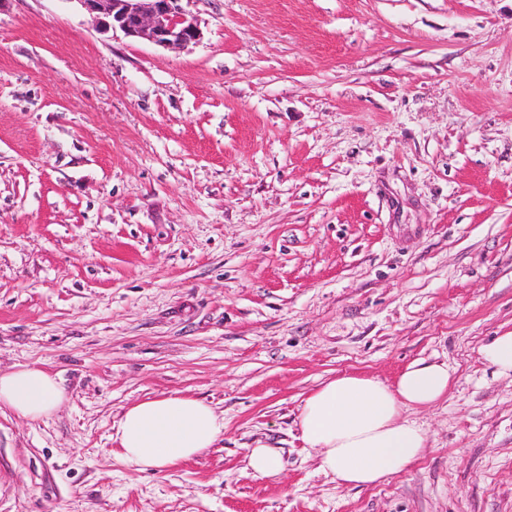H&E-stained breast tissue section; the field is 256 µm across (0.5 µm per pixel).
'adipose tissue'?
<instances>
[{
    "label": "adipose tissue",
    "instance_id": "ef3b65f1",
    "mask_svg": "<svg viewBox=\"0 0 512 512\" xmlns=\"http://www.w3.org/2000/svg\"><path fill=\"white\" fill-rule=\"evenodd\" d=\"M446 364L417 360L394 384L340 374L317 386L298 415L301 439L320 452V470L343 486L367 487L402 472L427 446L426 432L405 413L448 392ZM66 396L63 382L37 366L0 374V406L23 418L49 417ZM224 432V419L202 400L171 395L128 407L116 433L119 455L159 469L202 455Z\"/></svg>",
    "mask_w": 512,
    "mask_h": 512
}]
</instances>
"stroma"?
<instances>
[{"label": "stroma", "mask_w": 512, "mask_h": 512, "mask_svg": "<svg viewBox=\"0 0 512 512\" xmlns=\"http://www.w3.org/2000/svg\"><path fill=\"white\" fill-rule=\"evenodd\" d=\"M181 50L0 0V512H512V0H186ZM447 364L423 456L337 485L299 407ZM210 404L203 456L117 455L131 404ZM281 453L260 477L247 449ZM480 353L485 362L501 373L512 372V331L496 336ZM66 390L57 376L37 366L0 374V406L23 418L49 417L65 399Z\"/></svg>", "instance_id": "1"}]
</instances>
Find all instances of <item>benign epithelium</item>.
Here are the masks:
<instances>
[{"label":"benign epithelium","instance_id":"1","mask_svg":"<svg viewBox=\"0 0 512 512\" xmlns=\"http://www.w3.org/2000/svg\"><path fill=\"white\" fill-rule=\"evenodd\" d=\"M104 29L158 46L179 49L201 39L197 21L183 8V0H77Z\"/></svg>","mask_w":512,"mask_h":512}]
</instances>
